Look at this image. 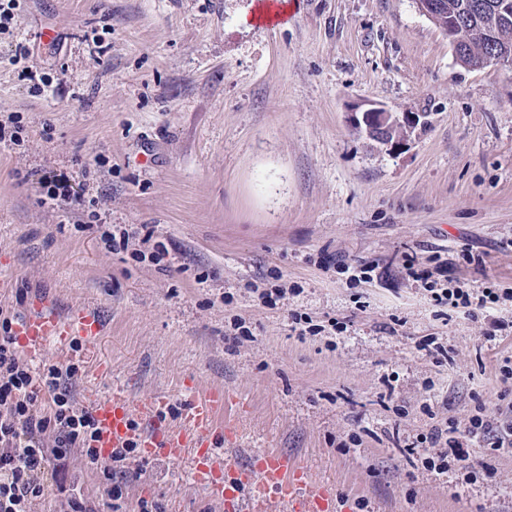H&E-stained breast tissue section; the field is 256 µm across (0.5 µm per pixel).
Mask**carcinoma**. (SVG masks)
Returning a JSON list of instances; mask_svg holds the SVG:
<instances>
[{
  "mask_svg": "<svg viewBox=\"0 0 512 512\" xmlns=\"http://www.w3.org/2000/svg\"><path fill=\"white\" fill-rule=\"evenodd\" d=\"M443 8L434 16L433 23L439 28L448 27V17L453 16L463 26L461 31V51L459 61L470 67L477 66L488 56H500L512 61V18L505 20L488 12L478 14L483 26L494 34L488 39L472 34L468 30L470 21L474 20L472 5L484 0H439Z\"/></svg>",
  "mask_w": 512,
  "mask_h": 512,
  "instance_id": "cac0c4a2",
  "label": "carcinoma"
}]
</instances>
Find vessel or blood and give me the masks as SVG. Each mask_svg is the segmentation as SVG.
<instances>
[{
    "label": "vessel or blood",
    "instance_id": "b4317fda",
    "mask_svg": "<svg viewBox=\"0 0 512 512\" xmlns=\"http://www.w3.org/2000/svg\"><path fill=\"white\" fill-rule=\"evenodd\" d=\"M104 323L97 308L85 306L61 311L50 292L35 294L28 313L14 328L20 351L35 359L46 346L67 356L74 339L94 343ZM181 424L167 420L170 398L158 394L135 404L123 392L95 401L99 460L136 443L141 455L175 464L188 462L192 479L204 486L224 512H356L352 498L335 485H313L308 469L294 456L262 448L239 460L224 450L225 441L238 435L235 421L224 417V393L201 390L186 383L181 388Z\"/></svg>",
    "mask_w": 512,
    "mask_h": 512
}]
</instances>
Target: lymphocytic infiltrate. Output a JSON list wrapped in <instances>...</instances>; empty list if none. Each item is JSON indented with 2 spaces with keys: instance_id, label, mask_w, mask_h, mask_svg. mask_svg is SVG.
Instances as JSON below:
<instances>
[{
  "instance_id": "1",
  "label": "lymphocytic infiltrate",
  "mask_w": 512,
  "mask_h": 512,
  "mask_svg": "<svg viewBox=\"0 0 512 512\" xmlns=\"http://www.w3.org/2000/svg\"><path fill=\"white\" fill-rule=\"evenodd\" d=\"M402 268L422 282L434 305L486 320L485 340L512 334L511 288L471 287L442 267H427L414 253L405 255ZM25 295L18 289L14 303L0 305V512H36L45 499L53 501V512H163L158 501L130 500V448L99 461L93 413L73 395L82 363L37 366L16 351L12 327ZM456 431L451 421L419 436V443L433 449L420 459L425 469L455 471L467 484L477 474V449L512 453V420L493 424L483 406L469 415L466 440ZM90 472L96 476L92 484L86 480Z\"/></svg>"
}]
</instances>
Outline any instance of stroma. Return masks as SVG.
<instances>
[{
	"mask_svg": "<svg viewBox=\"0 0 512 512\" xmlns=\"http://www.w3.org/2000/svg\"><path fill=\"white\" fill-rule=\"evenodd\" d=\"M286 5L266 27L256 0H20L0 34V121L19 125L0 143V303L44 287L61 309L99 310L81 404L174 396L192 375L229 393L238 459L287 452L364 512H512V454L484 453L494 477L464 486L409 461L433 423L512 408L498 373L512 337L440 315L402 270L403 253L467 248L484 267L456 263L457 277L512 288V68L461 65L416 0ZM26 64L51 87L34 92ZM363 102L418 115L405 149L350 126ZM49 170L81 204H40ZM144 225L161 260L101 238ZM324 255L381 275L350 287ZM278 279L298 294L263 306L257 288ZM295 311L348 327L302 337ZM236 317L250 339H232ZM431 337L442 363L416 348ZM143 467L130 498L222 512L186 464Z\"/></svg>",
	"mask_w": 512,
	"mask_h": 512,
	"instance_id": "35a3bbf8",
	"label": "stroma"
}]
</instances>
